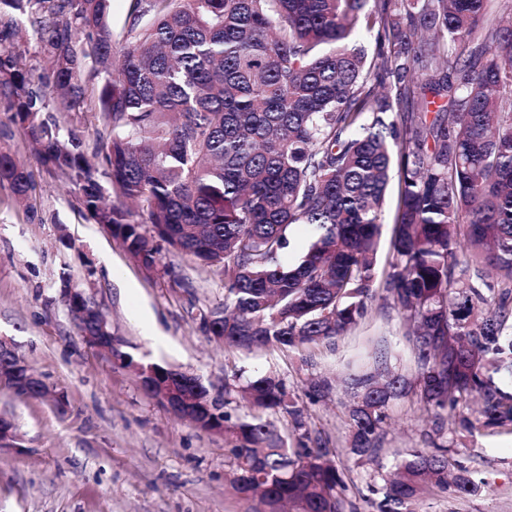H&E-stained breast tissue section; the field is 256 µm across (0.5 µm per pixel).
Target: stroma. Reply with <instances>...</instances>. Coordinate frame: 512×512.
I'll use <instances>...</instances> for the list:
<instances>
[{
    "label": "stroma",
    "mask_w": 512,
    "mask_h": 512,
    "mask_svg": "<svg viewBox=\"0 0 512 512\" xmlns=\"http://www.w3.org/2000/svg\"><path fill=\"white\" fill-rule=\"evenodd\" d=\"M0 147L39 183L22 204L0 182V339L52 393L31 399L0 387V413L14 418L22 446L0 454V512H248L228 483L223 434L201 431L148 394L139 363L196 373L215 395L233 368L250 376L276 372L303 412L311 446L335 449L346 467L358 512H373L377 471L394 465L395 450L435 443L447 444L488 486L478 497L432 490L413 512H512V430L463 431L456 414H434L414 394L387 406L377 460L359 463L350 454L349 371L369 368L378 347L392 370L416 382L404 322L386 301L371 300L365 317L329 348L224 349L198 319L201 308L224 298L214 271L167 250L166 273L145 270L1 112ZM66 280L107 317L132 363L83 337L61 291Z\"/></svg>",
    "instance_id": "obj_1"
}]
</instances>
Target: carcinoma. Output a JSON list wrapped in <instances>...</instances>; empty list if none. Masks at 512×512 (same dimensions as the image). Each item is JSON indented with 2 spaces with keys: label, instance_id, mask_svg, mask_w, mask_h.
Returning a JSON list of instances; mask_svg holds the SVG:
<instances>
[{
  "label": "carcinoma",
  "instance_id": "carcinoma-1",
  "mask_svg": "<svg viewBox=\"0 0 512 512\" xmlns=\"http://www.w3.org/2000/svg\"><path fill=\"white\" fill-rule=\"evenodd\" d=\"M111 3L0 0V103L93 221L149 271L166 248L219 274L224 302L200 311V324L226 348L333 345L378 286L410 328L420 401L455 411L476 397L486 424L512 427V0H127L120 40ZM23 16L41 26L55 110L97 105V159L82 131L47 114L6 46ZM89 61L101 78L90 91ZM4 181L20 198L33 187L0 149ZM297 225L312 236L285 264ZM386 361L381 352L345 378L359 461L374 459L384 411L406 389ZM153 371L140 382L159 398L166 367ZM186 383L212 406L196 427H224L231 487L255 512H357L330 449L307 447L281 379L246 381L244 417ZM286 416L302 431L294 450L278 426ZM381 480L376 512L486 485L436 443Z\"/></svg>",
  "mask_w": 512,
  "mask_h": 512
}]
</instances>
